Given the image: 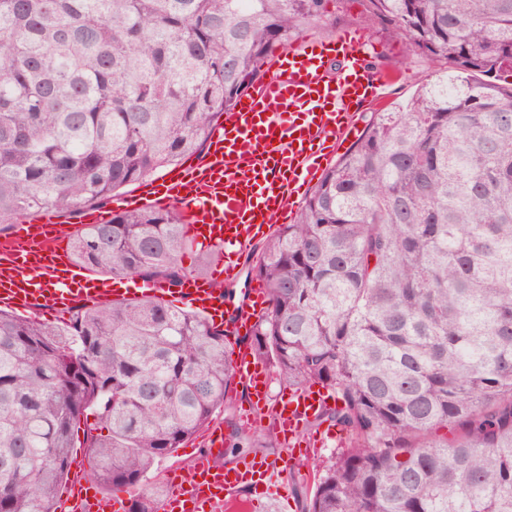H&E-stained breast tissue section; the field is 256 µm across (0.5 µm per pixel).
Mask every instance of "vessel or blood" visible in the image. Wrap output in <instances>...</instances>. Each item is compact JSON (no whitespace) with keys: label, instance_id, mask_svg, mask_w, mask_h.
<instances>
[{"label":"vessel or blood","instance_id":"b4317fda","mask_svg":"<svg viewBox=\"0 0 512 512\" xmlns=\"http://www.w3.org/2000/svg\"><path fill=\"white\" fill-rule=\"evenodd\" d=\"M367 53L365 37L345 33L276 54L268 78L243 94L211 131L206 160L122 201L125 209L178 206L184 224L216 251L218 277H191L175 289L145 283L142 293L171 299L223 325L228 340L252 331L266 307L263 290L251 289L246 304L231 310L217 281L238 278L239 259L251 243L273 221L287 222L297 192L355 137L353 107L381 100L389 78L367 69ZM44 223V233L20 229L0 247L1 307L63 312L78 301L97 304L124 295L120 281L93 276L73 264L63 247L70 231L60 215H46ZM234 370L251 405L265 408L270 389L266 367L241 348ZM327 400V391L319 387L290 394L277 405L278 432L301 457H311L324 443L307 436L304 426ZM201 439L208 451L195 456L190 469L168 470L170 489L160 512H247L239 491L254 483L277 495L286 493L275 463L251 458L232 467L217 464L224 447L220 425L210 426ZM64 507L66 512H127L129 504L124 495H103L93 482L79 481L68 488Z\"/></svg>","mask_w":512,"mask_h":512}]
</instances>
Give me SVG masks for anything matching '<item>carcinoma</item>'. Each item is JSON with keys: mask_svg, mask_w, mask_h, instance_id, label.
<instances>
[{"mask_svg": "<svg viewBox=\"0 0 512 512\" xmlns=\"http://www.w3.org/2000/svg\"><path fill=\"white\" fill-rule=\"evenodd\" d=\"M329 0H0V226L80 215L200 150L260 67ZM448 72L374 112L251 274L255 358L335 405L346 443L301 512H512V0H364ZM72 260L178 287L180 214L83 224ZM224 328L161 302L61 325L0 309V512H56L75 437L102 486L158 512L154 463L224 412L231 448L284 451L235 419ZM447 428L451 437L439 431Z\"/></svg>", "mask_w": 512, "mask_h": 512, "instance_id": "cac0c4a2", "label": "carcinoma"}]
</instances>
